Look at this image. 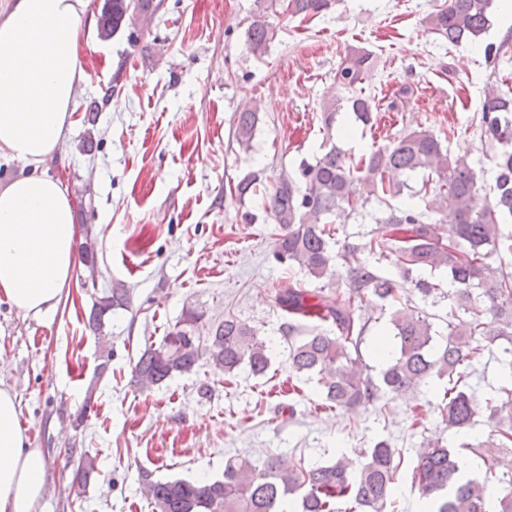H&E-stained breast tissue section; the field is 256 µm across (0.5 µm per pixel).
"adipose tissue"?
<instances>
[{
    "label": "adipose tissue",
    "instance_id": "obj_1",
    "mask_svg": "<svg viewBox=\"0 0 512 512\" xmlns=\"http://www.w3.org/2000/svg\"><path fill=\"white\" fill-rule=\"evenodd\" d=\"M89 0H0V156L32 166L0 187V296L25 315L61 303L73 277L72 202L38 167L59 154L85 75L80 36ZM44 453L19 423L15 392L0 387V512H39Z\"/></svg>",
    "mask_w": 512,
    "mask_h": 512
}]
</instances>
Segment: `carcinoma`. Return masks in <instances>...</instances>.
Segmentation results:
<instances>
[{
    "label": "carcinoma",
    "mask_w": 512,
    "mask_h": 512,
    "mask_svg": "<svg viewBox=\"0 0 512 512\" xmlns=\"http://www.w3.org/2000/svg\"><path fill=\"white\" fill-rule=\"evenodd\" d=\"M492 0H448V6L431 14L427 24L450 45L473 42L485 33ZM291 16L317 15L331 7V0H288ZM99 36L107 39L129 24L131 9L156 10L154 0H105ZM251 53L262 56L274 37V29L260 14L246 31ZM372 67L370 54L350 50L335 75L336 85L348 96L324 106L323 124L332 137L337 117L350 112L364 125L373 121V99L363 96V84ZM258 115L244 108L236 113V139L248 151ZM480 137L497 143V176L494 197L481 195L482 185L467 156H453L427 130L398 136L391 145L374 149L355 161L333 145L310 162L300 161V181L285 176L267 196L266 209L276 224L274 254L277 260L296 264L314 278L323 277L332 255L330 218L344 212L356 196L387 203L401 194V183L390 179L393 172L424 170L436 176L434 190L422 183L424 194H432L429 210L413 207L391 210L389 235L370 246L390 252L403 277L420 268L445 269L448 300L454 311L448 334L434 342L431 323L419 313L396 307L397 284L376 275L362 264L347 270L348 288L336 296H319L303 288H286L276 295L280 307L292 317L332 322L336 335L312 332L289 346L290 367L298 374L316 376L323 400L345 411L368 406L385 394H398L434 378H448L442 416L448 428L461 430L475 423L485 411L495 423L496 447L512 453V262L493 267L489 252L512 253V234L500 225L512 219V97L494 92L485 97L480 118ZM372 300L394 308L392 324L398 347L378 379L364 372L361 343L365 325L355 323L350 311L354 299ZM486 303L487 321L469 322L459 316L475 301ZM131 305L130 291L114 286L93 303L88 325L99 335L104 317ZM200 315L189 312L160 343L145 346L135 362L133 381L141 387L160 384L176 374L193 369L203 355L228 376L246 366L255 376L268 371L271 359L266 341L246 322L227 317L217 325L207 344L191 334ZM501 339L508 341L497 358L506 384L496 395L479 402L465 391L471 369L483 352ZM364 463L355 472L344 460L331 465L304 468L270 455L264 459L230 457L224 477L217 480L153 481L142 475L146 496L157 512H346L367 508L384 512L391 501L396 467L394 449L380 440L364 450ZM462 457L435 442L424 444L412 470V483L430 500L427 512H512V478L498 494L486 484L461 473ZM97 472V457L81 456L75 480L81 485Z\"/></svg>",
    "instance_id": "carcinoma-1"
}]
</instances>
